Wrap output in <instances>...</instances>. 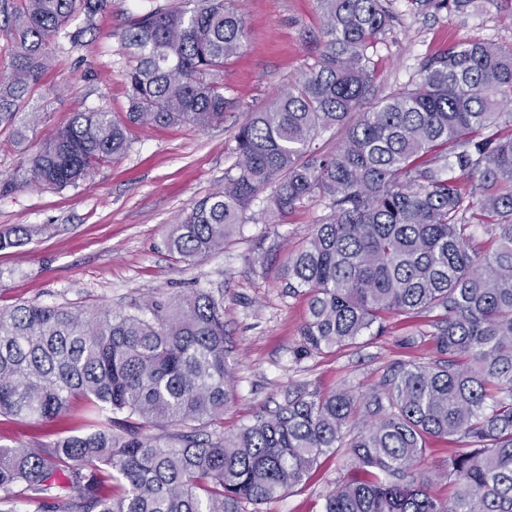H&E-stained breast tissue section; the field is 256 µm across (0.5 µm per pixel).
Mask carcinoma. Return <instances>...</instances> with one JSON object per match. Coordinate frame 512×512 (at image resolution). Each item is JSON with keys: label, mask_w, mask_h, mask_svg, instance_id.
Listing matches in <instances>:
<instances>
[{"label": "carcinoma", "mask_w": 512, "mask_h": 512, "mask_svg": "<svg viewBox=\"0 0 512 512\" xmlns=\"http://www.w3.org/2000/svg\"><path fill=\"white\" fill-rule=\"evenodd\" d=\"M6 14L15 47L0 78V125L41 78L50 39L81 9L110 0H24ZM157 7L120 33L134 59L125 120L73 113L45 138L18 184L75 186L122 156L131 124L224 120V62L245 36L226 0ZM390 0H317L326 42L284 94L236 134L238 173L172 226L169 249L196 262L224 248L257 196L284 217L306 202L329 213L290 250L281 281L305 289L303 356L343 348L395 314L438 312L436 359L400 362L371 391L288 388L276 407L224 434L231 401L224 306L196 290L142 314L28 303L0 308V416L52 429L74 397L89 431L0 444V512H260L319 459L349 449L354 467L322 512H512V43L465 42L429 57L419 80L365 110L369 52ZM462 17L478 0H410ZM343 128L336 152L314 141ZM478 177L465 192L454 171ZM480 226L491 247L474 242ZM156 433H150V430ZM456 437L452 494L419 470L428 443ZM122 484L115 494L114 483Z\"/></svg>", "instance_id": "1"}]
</instances>
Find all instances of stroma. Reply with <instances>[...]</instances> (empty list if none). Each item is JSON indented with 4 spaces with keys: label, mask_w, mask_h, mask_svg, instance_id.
<instances>
[{
    "label": "stroma",
    "mask_w": 512,
    "mask_h": 512,
    "mask_svg": "<svg viewBox=\"0 0 512 512\" xmlns=\"http://www.w3.org/2000/svg\"><path fill=\"white\" fill-rule=\"evenodd\" d=\"M176 0H112L94 17L77 12L53 40L51 61L21 112L41 123L18 142L0 126V178L15 175L74 112L128 110L123 78L131 59L119 41L130 15ZM246 23V39L224 65L223 121L201 130L189 124L132 125L128 149L98 166L78 185L57 189L22 185L0 193V233L23 231V245L0 250V307L27 302L109 308L135 313L156 301L196 289L224 303V353L233 399L224 411L232 433L284 390L299 385L325 395L346 386L362 393L401 361L428 362L431 340H418L427 317L393 316L382 334L367 332L350 346L300 358V330L308 313L305 294H286L278 279L284 245L300 244L325 215L308 202L287 217L264 214L263 200L245 213L223 250L189 264L167 248V236L200 199L237 171L235 135L251 112L273 102L320 56L323 20L316 0H233ZM396 19L371 53V95L380 98L419 78L423 61L458 42L512 43V19L496 7L465 18L420 13L408 0H392ZM81 31L80 40L71 32ZM265 262H256V255ZM352 465L349 451L321 457L308 479L262 512H321L323 498Z\"/></svg>",
    "instance_id": "35a3bbf8"
}]
</instances>
